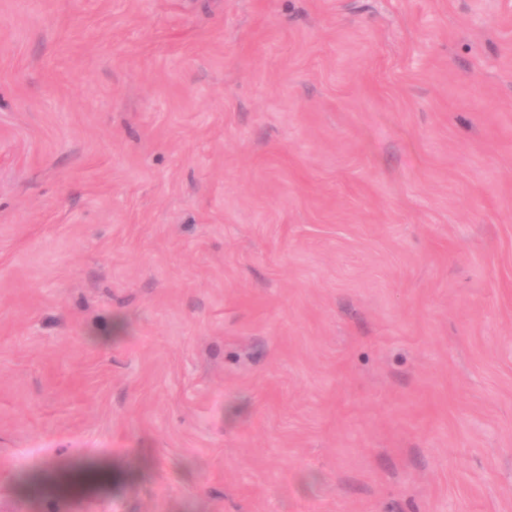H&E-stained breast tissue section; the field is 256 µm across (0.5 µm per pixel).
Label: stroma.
Segmentation results:
<instances>
[{"label":"stroma","mask_w":512,"mask_h":512,"mask_svg":"<svg viewBox=\"0 0 512 512\" xmlns=\"http://www.w3.org/2000/svg\"><path fill=\"white\" fill-rule=\"evenodd\" d=\"M0 512H512V0H0Z\"/></svg>","instance_id":"stroma-1"}]
</instances>
